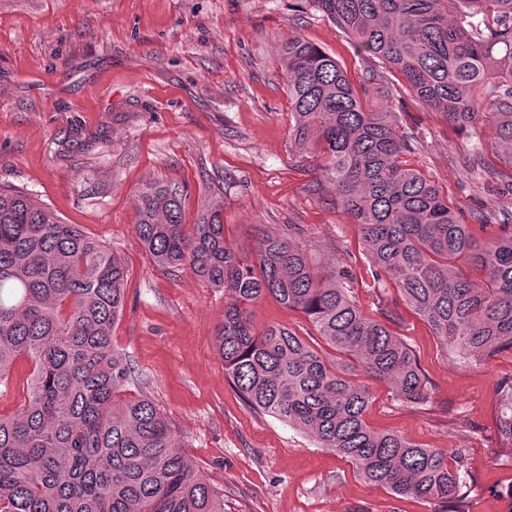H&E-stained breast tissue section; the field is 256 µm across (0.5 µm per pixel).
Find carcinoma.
<instances>
[{"label": "carcinoma", "mask_w": 512, "mask_h": 512, "mask_svg": "<svg viewBox=\"0 0 512 512\" xmlns=\"http://www.w3.org/2000/svg\"><path fill=\"white\" fill-rule=\"evenodd\" d=\"M378 58L421 104L453 126L493 123L491 149L512 166V0H307ZM281 61L291 144L323 161L325 178L359 226L377 278L392 282L454 355L484 365L512 351V223L477 211L467 224L439 187L405 165L400 98L371 109L328 52L294 37ZM135 237L152 261L189 270L229 300L217 347L229 382L252 409L310 434L369 485L466 512L471 475L448 451L419 447L365 421L369 388L339 365L430 398L409 347L366 316L346 271L319 275L304 250L265 236L253 259L224 240V205L184 223L175 186L139 193ZM128 269L99 240L22 190L0 188V386L15 362L31 369L27 396L0 414V512H224V495L176 446L147 396L119 398L132 367L113 344ZM270 295L302 313L332 359L285 326L256 331L248 306ZM496 424L512 449V379L499 383Z\"/></svg>", "instance_id": "carcinoma-1"}]
</instances>
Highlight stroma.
Masks as SVG:
<instances>
[{
  "mask_svg": "<svg viewBox=\"0 0 512 512\" xmlns=\"http://www.w3.org/2000/svg\"><path fill=\"white\" fill-rule=\"evenodd\" d=\"M301 37L324 48L353 85L385 75L403 101L408 164L447 193L462 218L512 211L507 166L368 60L355 41L303 0H0V186L29 193L128 266L113 340L137 375L127 395L149 396L198 473L224 492V512H435L434 504L373 487L307 433L251 409L228 382L216 346L223 289L188 271L158 269L138 244L137 196L178 186L186 223L224 199V238L255 256L264 235L302 245L321 273L347 269L363 312L414 351L429 403L373 381L369 427L443 448L476 477L468 512H504L512 451L493 411L512 376V352L460 362L388 280H376L354 218L336 200L319 158L290 142L281 47ZM255 330L284 325L309 343L300 313L264 297Z\"/></svg>",
  "mask_w": 512,
  "mask_h": 512,
  "instance_id": "obj_1",
  "label": "stroma"
}]
</instances>
